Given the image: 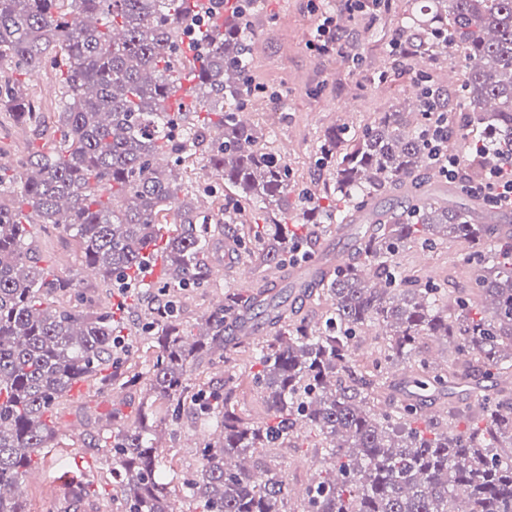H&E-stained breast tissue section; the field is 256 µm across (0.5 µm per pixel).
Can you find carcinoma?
<instances>
[{"mask_svg": "<svg viewBox=\"0 0 512 512\" xmlns=\"http://www.w3.org/2000/svg\"><path fill=\"white\" fill-rule=\"evenodd\" d=\"M432 2L439 26L405 16V59L486 60L464 80L473 106L468 136L484 152L446 142L478 178L512 146V0ZM250 16L247 9L224 21V0L193 10L180 0H0V67H10L0 76V104L38 129L45 113L20 76L50 65L63 82L43 150L11 168L0 164V512H29L5 491L50 447L55 407L88 377L101 390L138 385L148 395L136 420L107 442L125 512H170L174 485L195 512H512V401L490 407L485 425L466 433L453 430V408L449 424L438 426L422 422L417 401L384 412L375 405L388 370L412 358L425 336L457 337L470 363L439 369L419 361L422 390L512 369L503 356L509 350L512 359V239L498 252L482 249L489 224L474 223L472 213L479 207L490 217L488 206L453 205L448 192L425 189L430 177L446 182L430 166L425 98L418 112H390L360 133L337 125L323 136L317 163L326 177L308 204L326 221L322 232L348 227L352 262L292 285L297 300L329 297L323 322L281 308L259 288L227 292L205 318L204 339L182 327L173 293L209 285L215 216H225L224 232L257 271L302 263L318 243L304 213H288V165L261 146L262 128L239 119L256 98L247 91ZM191 38L195 52L185 49ZM186 73L196 79L192 100L173 111L169 99ZM199 160L232 189L231 208L211 188L203 190L210 208L186 201L181 173ZM34 224L75 240L108 287L156 289L153 320L143 324L157 348L152 358L137 360L112 312L55 304L58 291L84 299L77 278L40 265L29 243ZM451 239L476 247V281L494 301L479 318L470 298L421 286L397 261L409 244L435 249ZM158 258L163 274L149 285L144 276ZM246 317L271 333L252 348L261 366L253 379L268 404L261 423L237 412L231 388L191 386L201 354L233 359L244 341L230 332ZM376 325L383 346L360 370L355 339ZM188 395L219 436H204L196 471L167 481L154 436L178 419ZM304 427L330 467L291 508L287 476L269 468L259 480L247 460L260 448L302 442Z\"/></svg>", "mask_w": 512, "mask_h": 512, "instance_id": "cac0c4a2", "label": "carcinoma"}]
</instances>
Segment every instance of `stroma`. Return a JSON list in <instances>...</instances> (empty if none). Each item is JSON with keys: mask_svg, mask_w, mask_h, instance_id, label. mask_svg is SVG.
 Returning <instances> with one entry per match:
<instances>
[{"mask_svg": "<svg viewBox=\"0 0 512 512\" xmlns=\"http://www.w3.org/2000/svg\"><path fill=\"white\" fill-rule=\"evenodd\" d=\"M256 14L248 36L253 44L251 78L263 93L255 102L249 119L267 133L266 145L288 164L295 175V192L288 197L296 206L297 191L313 189L325 173L316 164L317 148L324 133L347 124L361 130L373 125L385 113L409 108L412 76H392L388 51L368 52L370 35L377 19L372 10L350 15L344 0H256ZM335 16L341 42L362 53L360 66H353L345 55H316L309 47L322 14ZM431 69L438 77L449 110L465 115L467 103L459 94L467 72L465 58L456 61L431 58ZM45 138L32 127L17 123L8 112L0 111V164L10 166L17 159L40 151ZM33 245L42 265L56 274L80 280L84 299L96 308L112 311L125 330H133L147 305L150 289L126 300L125 310H117V295L99 276L84 272L75 242L61 230L34 225ZM225 236L212 235L215 266L222 276L212 277L209 287L191 288L180 295V320L183 327L196 331L214 309L219 297L238 288L237 254L227 253ZM399 261L419 271L448 291L476 290V267L466 247L448 243L439 249L413 245L400 252ZM253 367L248 355L223 362L218 357H203L193 375V384L220 386L228 375H236L238 393L253 421L266 412L263 393L252 380ZM143 398L142 388H125L120 394L98 393L94 382L75 384L58 405L53 418L57 433L45 456L36 458L33 467L42 474L39 482L26 485L24 497L30 512H60L56 484L64 475H74L94 504V512H122L121 500L114 495L112 456L103 439L123 428L134 418ZM204 432L192 407H184L177 424L160 433L158 460L161 473H189L199 465L198 446ZM316 448H288L279 451L275 464L291 485H307L320 466Z\"/></svg>", "mask_w": 512, "mask_h": 512, "instance_id": "35a3bbf8", "label": "stroma"}]
</instances>
